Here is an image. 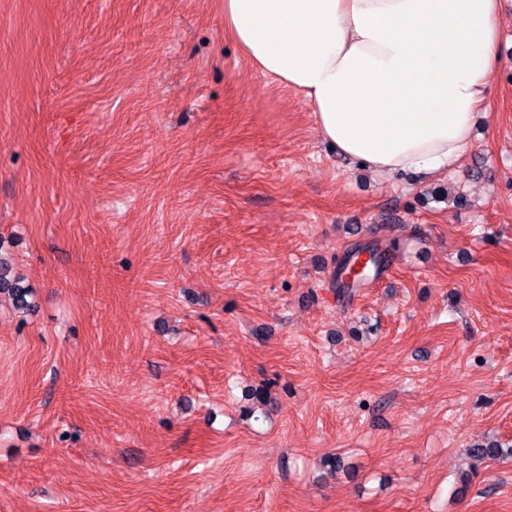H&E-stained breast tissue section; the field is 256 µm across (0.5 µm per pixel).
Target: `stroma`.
Instances as JSON below:
<instances>
[{
  "label": "stroma",
  "mask_w": 512,
  "mask_h": 512,
  "mask_svg": "<svg viewBox=\"0 0 512 512\" xmlns=\"http://www.w3.org/2000/svg\"><path fill=\"white\" fill-rule=\"evenodd\" d=\"M499 25L459 169L388 178L224 0H0V250L35 302L0 296V512H512ZM367 245L387 273L340 292Z\"/></svg>",
  "instance_id": "1"
}]
</instances>
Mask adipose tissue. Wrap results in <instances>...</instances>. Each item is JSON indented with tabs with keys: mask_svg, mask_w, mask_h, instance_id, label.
Instances as JSON below:
<instances>
[{
	"mask_svg": "<svg viewBox=\"0 0 512 512\" xmlns=\"http://www.w3.org/2000/svg\"><path fill=\"white\" fill-rule=\"evenodd\" d=\"M500 0H224L258 71L299 91L339 154L379 175L460 167L499 59Z\"/></svg>",
	"mask_w": 512,
	"mask_h": 512,
	"instance_id": "ef3b65f1",
	"label": "adipose tissue"
}]
</instances>
